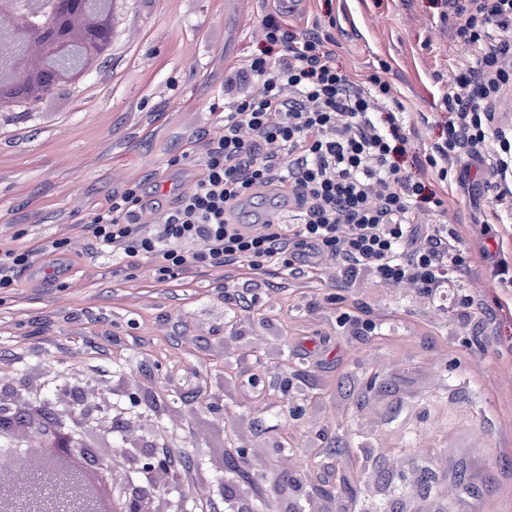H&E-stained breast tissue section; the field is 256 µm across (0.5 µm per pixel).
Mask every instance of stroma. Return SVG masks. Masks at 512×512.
<instances>
[{"label":"stroma","mask_w":512,"mask_h":512,"mask_svg":"<svg viewBox=\"0 0 512 512\" xmlns=\"http://www.w3.org/2000/svg\"><path fill=\"white\" fill-rule=\"evenodd\" d=\"M443 9L303 0L300 15L335 37L337 67L396 88L382 109L402 112V173L448 199L445 214L416 220L460 231L467 274L430 298L332 264L190 268L159 282L147 260L123 266L91 246L83 222L128 186L159 213L192 186L206 139L224 130L225 67L267 48L266 0H117L98 68L0 117V243L35 259L0 296V376L43 400L64 384L108 393L113 414L138 426L113 445L163 437L204 486L187 512H290L322 487L335 490L330 512H362L375 471L405 460L435 470L433 497H458V512H512V287L483 256L500 247L512 261V209L489 167L461 159L442 182L425 162L444 138L448 83L473 60ZM60 237L71 251L45 252ZM231 435L248 457L230 460Z\"/></svg>","instance_id":"stroma-1"}]
</instances>
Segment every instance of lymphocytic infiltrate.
<instances>
[{
    "mask_svg": "<svg viewBox=\"0 0 512 512\" xmlns=\"http://www.w3.org/2000/svg\"><path fill=\"white\" fill-rule=\"evenodd\" d=\"M454 40L474 60L443 97L452 115L444 141L426 156L447 180L454 160L488 163L512 197V126L496 107L512 90V0H445ZM277 57L252 53L224 71V131L208 140L202 169L175 205L144 226L140 186L91 216L85 233L120 259L150 260L166 281L186 267L247 263L251 269L333 264L436 294L471 259L453 232L418 233V208L445 213L435 190L404 178L394 156L406 143L397 113L379 115L394 89L380 77L361 85L332 61L335 40L293 25L273 10L262 18ZM273 190L293 210L284 224L232 221L236 206Z\"/></svg>",
    "mask_w": 512,
    "mask_h": 512,
    "instance_id": "obj_1",
    "label": "lymphocytic infiltrate"
}]
</instances>
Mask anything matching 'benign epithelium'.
Listing matches in <instances>:
<instances>
[{"label": "benign epithelium", "instance_id": "obj_1", "mask_svg": "<svg viewBox=\"0 0 512 512\" xmlns=\"http://www.w3.org/2000/svg\"><path fill=\"white\" fill-rule=\"evenodd\" d=\"M114 0H0V104L6 99L31 103L85 77L112 38ZM80 416L95 419L100 404L78 390L66 393ZM63 413L51 410L44 420L25 419L0 382V433L15 431L32 438L26 447H0L12 461V488L0 492V512H158L142 484L119 481L118 472L160 478L177 487L176 452L154 444L122 446L102 456L76 446L62 429ZM61 476L52 488L33 481L34 472Z\"/></svg>", "mask_w": 512, "mask_h": 512}]
</instances>
